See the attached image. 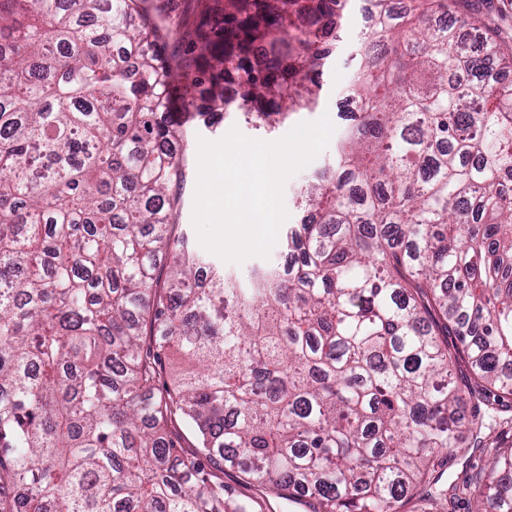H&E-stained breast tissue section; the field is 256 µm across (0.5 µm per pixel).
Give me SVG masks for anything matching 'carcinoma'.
I'll return each mask as SVG.
<instances>
[{"instance_id": "cac0c4a2", "label": "carcinoma", "mask_w": 512, "mask_h": 512, "mask_svg": "<svg viewBox=\"0 0 512 512\" xmlns=\"http://www.w3.org/2000/svg\"><path fill=\"white\" fill-rule=\"evenodd\" d=\"M197 2L0 0V512H512V81L484 0L376 12L293 261L244 279L178 231L162 112L179 77L216 106L237 83L270 129L316 108L347 0ZM459 448L487 465L443 483Z\"/></svg>"}]
</instances>
